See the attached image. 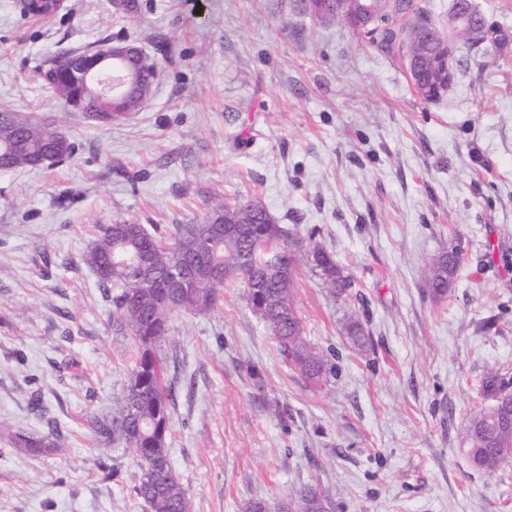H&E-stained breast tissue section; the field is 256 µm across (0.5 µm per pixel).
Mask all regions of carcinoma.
<instances>
[{
    "instance_id": "cac0c4a2",
    "label": "carcinoma",
    "mask_w": 512,
    "mask_h": 512,
    "mask_svg": "<svg viewBox=\"0 0 512 512\" xmlns=\"http://www.w3.org/2000/svg\"><path fill=\"white\" fill-rule=\"evenodd\" d=\"M356 0H302L301 7L325 20L339 21L355 30ZM58 7V0H24L25 11L46 14ZM433 23L416 0H395L394 9L371 32L369 43L388 52H401L404 60L421 61L419 76L412 77L418 96L433 102L448 90L432 66L434 47L423 40L419 30ZM487 42L496 51L507 44L500 30L489 26L483 35L469 27L452 31V44L459 41ZM69 65L64 55L47 59L40 69L43 86L62 102L76 88L62 73ZM152 93L146 86L129 97L122 108L138 112ZM85 111L97 114L95 122L110 124L112 97L97 87L85 92ZM9 152L3 171L16 168L36 170L34 159L41 156L62 162L74 153L64 148L60 132L50 123L22 119L6 109L0 110V150ZM210 214L224 224V239L212 246L210 227L202 224H176L168 231L148 230L143 224H107L83 255L82 261L97 277L99 287L112 298V327L116 334L131 336L138 355L129 383L112 401V414L93 417L88 427L94 437L129 449L140 466L141 477L135 492L150 507V512H188L184 488L170 462L171 389L166 387L167 357L161 356L169 321L178 310L207 315L221 298L224 283L241 281L246 300L265 323L278 345L279 354L306 381L317 384L332 372L328 358L303 336L302 324L294 305L297 264L301 252L280 247L286 237L284 227L269 212L254 203L215 204ZM458 249L434 259L427 276L434 296H442L458 271ZM321 278L333 293L344 295L352 288L333 253L322 247L307 252ZM481 397L491 401L470 412L465 435L466 456L471 468L490 474L512 463V381L497 369L479 382ZM15 444L24 448H55L51 434L16 436ZM333 499L313 485H306L288 502L272 507L256 498L245 512H335Z\"/></svg>"
}]
</instances>
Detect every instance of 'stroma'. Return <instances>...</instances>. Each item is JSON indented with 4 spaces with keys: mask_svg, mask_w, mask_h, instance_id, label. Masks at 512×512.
<instances>
[{
    "mask_svg": "<svg viewBox=\"0 0 512 512\" xmlns=\"http://www.w3.org/2000/svg\"><path fill=\"white\" fill-rule=\"evenodd\" d=\"M22 4L0 0V108L55 123L75 153L0 171V512H149L130 452L87 429L137 348L82 255L102 224L167 229L245 201L333 252L355 286L335 296L298 266L304 334L334 366L318 386L283 361L241 282L209 315L173 314L170 461L189 512L274 506L306 484L336 512H512V465L478 473L462 450L481 377L512 374V46H461L427 103L399 56L299 0H60L42 18ZM116 39L158 79L140 112L96 126L37 70ZM451 247L462 262L436 298L428 266ZM17 431L60 444L18 448Z\"/></svg>",
    "mask_w": 512,
    "mask_h": 512,
    "instance_id": "1",
    "label": "stroma"
}]
</instances>
